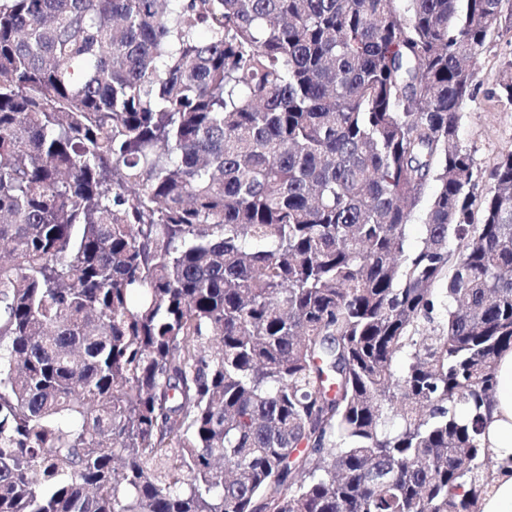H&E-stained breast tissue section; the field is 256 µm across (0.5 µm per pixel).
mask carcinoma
Returning <instances> with one entry per match:
<instances>
[{"instance_id":"cac0c4a2","label":"carcinoma","mask_w":512,"mask_h":512,"mask_svg":"<svg viewBox=\"0 0 512 512\" xmlns=\"http://www.w3.org/2000/svg\"><path fill=\"white\" fill-rule=\"evenodd\" d=\"M503 27L0 0V512H478L512 151L479 198L458 130Z\"/></svg>"}]
</instances>
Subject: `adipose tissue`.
Wrapping results in <instances>:
<instances>
[{"mask_svg":"<svg viewBox=\"0 0 512 512\" xmlns=\"http://www.w3.org/2000/svg\"><path fill=\"white\" fill-rule=\"evenodd\" d=\"M482 444L496 462V476L479 503L480 512H512V348L496 360L495 391Z\"/></svg>","mask_w":512,"mask_h":512,"instance_id":"1","label":"adipose tissue"}]
</instances>
